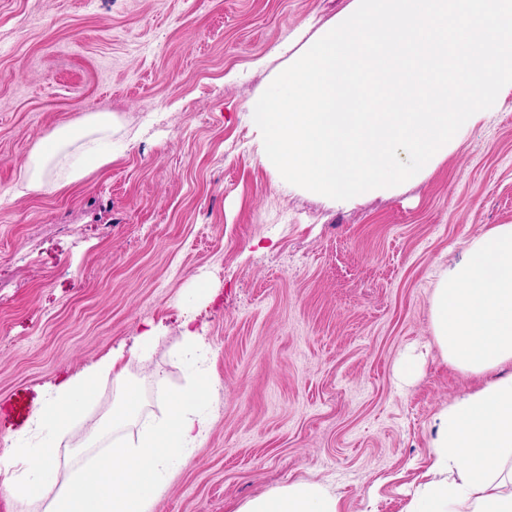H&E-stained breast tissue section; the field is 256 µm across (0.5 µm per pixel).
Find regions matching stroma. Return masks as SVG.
<instances>
[{"instance_id": "obj_1", "label": "stroma", "mask_w": 512, "mask_h": 512, "mask_svg": "<svg viewBox=\"0 0 512 512\" xmlns=\"http://www.w3.org/2000/svg\"><path fill=\"white\" fill-rule=\"evenodd\" d=\"M352 0H0V441L47 384L164 328L127 378L140 417L192 372L181 305L222 385L213 425L153 512H236L299 479L346 512H407L430 423L480 379L432 342L440 270L512 224V94L421 179L351 207L288 188L258 158L249 107ZM109 112L127 145L53 193L18 176L47 131ZM422 351L420 371L398 365ZM53 497L95 447L54 440ZM180 338L186 355L203 351L202 336L195 326V314L190 312L180 313Z\"/></svg>"}]
</instances>
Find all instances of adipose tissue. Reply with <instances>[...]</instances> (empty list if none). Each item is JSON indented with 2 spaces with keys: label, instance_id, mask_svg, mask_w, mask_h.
<instances>
[{
  "label": "adipose tissue",
  "instance_id": "obj_1",
  "mask_svg": "<svg viewBox=\"0 0 512 512\" xmlns=\"http://www.w3.org/2000/svg\"><path fill=\"white\" fill-rule=\"evenodd\" d=\"M114 119L85 112L48 131L32 148L20 176L27 190L54 192L79 183L112 163ZM433 340L454 369L482 378L477 390L457 398L433 419L432 477L408 512H512V224L496 225L473 239L438 276L432 294ZM161 332L146 323L127 351L111 352L51 384L33 417L45 436L71 428L111 378L122 393L110 423L112 442L77 470L43 512H151L174 462L207 436L209 405L220 383L199 374L184 389L167 394V410L138 420L139 394L126 380V361L146 362ZM139 421L133 437L122 427ZM57 466L55 448H31L21 436L0 450L8 491L20 499L41 496V475ZM237 512H345L340 496L321 482L298 480L250 499Z\"/></svg>",
  "mask_w": 512,
  "mask_h": 512
}]
</instances>
